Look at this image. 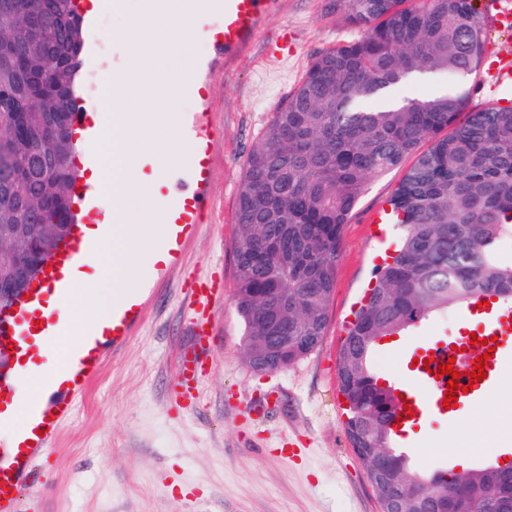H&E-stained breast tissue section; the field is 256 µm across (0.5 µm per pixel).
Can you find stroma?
<instances>
[{"instance_id":"stroma-1","label":"stroma","mask_w":512,"mask_h":512,"mask_svg":"<svg viewBox=\"0 0 512 512\" xmlns=\"http://www.w3.org/2000/svg\"><path fill=\"white\" fill-rule=\"evenodd\" d=\"M122 22L107 12L84 22L97 38L86 41L80 55L81 107L103 103L99 52ZM358 35L329 0H282L232 68L205 38L192 43L193 57L212 62L204 83L215 135L203 222L177 261L155 263L143 281L145 305L129 343L119 355L100 359L77 396L72 415L37 463L35 497L25 512H379L367 469L344 431L338 351L377 266L395 248L397 226L373 219L388 208L408 164L373 179L344 224L327 329L314 351L288 367L253 372L244 360L234 304L236 194L247 155L312 58ZM283 46L287 65L269 70L267 56ZM465 87L466 111L512 104L510 83L489 85L477 73ZM204 280L217 289L210 316L217 326L215 365L204 372L198 399L190 401L176 389L175 376L192 341L190 291ZM459 313L449 309L400 336L398 351H378L377 374L396 379L404 351L419 339L461 336ZM501 421L485 412L481 445L464 457L452 423L437 418L395 438L393 447L423 475L445 459L498 463L504 459L495 449Z\"/></svg>"}]
</instances>
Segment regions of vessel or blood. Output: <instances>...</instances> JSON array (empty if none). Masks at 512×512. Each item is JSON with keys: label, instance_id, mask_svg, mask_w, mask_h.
<instances>
[{"label": "vessel or blood", "instance_id": "b4317fda", "mask_svg": "<svg viewBox=\"0 0 512 512\" xmlns=\"http://www.w3.org/2000/svg\"><path fill=\"white\" fill-rule=\"evenodd\" d=\"M204 36L212 43L225 64H232L251 47L256 34L266 19L275 14L281 0H190ZM207 61L191 62L192 77L183 85L184 93L199 101V108L191 121L196 134L195 151L186 162L172 165L167 174L166 192L162 204L169 215L170 233L167 244L170 251L180 249V241L189 237L195 224L201 223L206 207V187L211 172L210 130L207 116L211 100L200 80L208 69ZM94 247L80 235H73L65 244L61 257L54 259L46 288L35 289L30 301L45 305L47 298L65 300L73 291L71 282L59 276L62 266H80L91 262ZM198 308L190 317L192 346L178 361L176 386L184 394L195 396L198 375L213 364L214 355L208 339L215 331L204 308L209 304L211 290L201 284L195 291ZM142 312V303L133 297L122 296L112 303V326L102 334L85 333L77 337L73 347L60 350L58 334L41 326L33 330L28 311H18L0 323V338L12 345L20 361L12 376L0 379V512H21V496L33 481L36 461L51 446L60 422L74 409L80 393L104 351L123 347L133 334ZM493 339L495 351L486 367V378L471 383L477 356L483 355L485 339ZM512 347V314L500 311L487 317L474 334H462L455 341L438 340L417 352V359H429V368H418L395 386L394 393L404 396L406 408L398 409L405 416L407 408H414L416 419L449 417L443 406L447 377L438 376L441 363L452 362L460 372V385L466 386L459 395V403L483 400L499 383L504 367L505 353ZM61 351L55 370L40 384L38 393L22 390L19 376L30 374V362L42 351Z\"/></svg>", "mask_w": 512, "mask_h": 512}]
</instances>
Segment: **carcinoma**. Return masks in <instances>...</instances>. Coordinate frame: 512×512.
Wrapping results in <instances>:
<instances>
[{"instance_id": "obj_1", "label": "carcinoma", "mask_w": 512, "mask_h": 512, "mask_svg": "<svg viewBox=\"0 0 512 512\" xmlns=\"http://www.w3.org/2000/svg\"><path fill=\"white\" fill-rule=\"evenodd\" d=\"M54 22L43 51L20 63L22 83L0 84V134L13 144L0 162V226L77 220L79 180L74 140L39 136L46 119L79 106L77 71L83 29L76 0H45ZM336 16L361 31L313 58L264 133L252 146L237 189L234 303L250 367L273 371L312 352L325 335L343 224L370 181L417 154L389 201L402 233L391 260L378 268L371 301L354 314L341 344L338 385L349 401L345 431L367 469L391 445L397 401L379 385L370 358L378 339L421 323L450 305L496 296L512 304V258L497 243L512 236V106L472 112L446 136L464 110V80L481 66L486 20L474 0H333ZM25 15L0 0V67L15 58L13 39ZM433 74L448 79L436 95L395 99L391 91ZM430 148L417 153L421 143ZM56 152L59 165L38 167ZM276 337L268 354L250 344ZM414 481L448 483L443 512H512V464L457 476L410 472Z\"/></svg>"}]
</instances>
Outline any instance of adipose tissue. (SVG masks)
Returning <instances> with one entry per match:
<instances>
[{"label": "adipose tissue", "instance_id": "1", "mask_svg": "<svg viewBox=\"0 0 512 512\" xmlns=\"http://www.w3.org/2000/svg\"><path fill=\"white\" fill-rule=\"evenodd\" d=\"M186 2L136 0L128 23L112 32L125 60L105 72L131 84L134 94L129 104L96 116L94 149L106 154L108 163L88 164L86 181L101 194L118 196L120 205L95 216L83 229L85 240L99 245L93 273L73 272L69 299L41 312L55 317L62 335L73 333L71 310L76 305L86 322L109 326L113 294L134 290L144 263L166 257L160 246L166 226L158 221L155 181L192 151L174 117L181 85L190 77L189 46L199 33ZM146 159L153 165L150 177L142 171Z\"/></svg>", "mask_w": 512, "mask_h": 512}]
</instances>
